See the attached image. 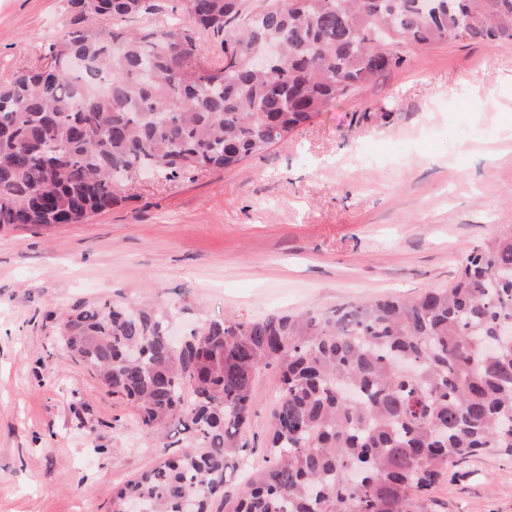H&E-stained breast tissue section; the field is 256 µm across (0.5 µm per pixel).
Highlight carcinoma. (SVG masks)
I'll list each match as a JSON object with an SVG mask.
<instances>
[{
    "label": "carcinoma",
    "instance_id": "obj_1",
    "mask_svg": "<svg viewBox=\"0 0 512 512\" xmlns=\"http://www.w3.org/2000/svg\"><path fill=\"white\" fill-rule=\"evenodd\" d=\"M44 64L0 83V230L77 224L125 200L114 187L230 168L310 125L357 87L448 40L512 43V0H189L195 28L145 27L150 0H67ZM112 16V27L87 21ZM224 36V63L200 38ZM277 45L267 68L253 61ZM78 301L67 353L197 448L116 488L141 512H210L244 436L259 371L275 364L264 466L233 512H435L449 465L512 451V227L467 253L451 288L323 313L209 321L170 343L162 308Z\"/></svg>",
    "mask_w": 512,
    "mask_h": 512
}]
</instances>
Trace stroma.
Here are the masks:
<instances>
[{"mask_svg":"<svg viewBox=\"0 0 512 512\" xmlns=\"http://www.w3.org/2000/svg\"><path fill=\"white\" fill-rule=\"evenodd\" d=\"M66 0H0V82L39 64ZM482 80L473 89L471 79ZM512 44L445 41L225 170L131 187L82 224L0 232V512H113L112 489L178 454L62 349L79 300L169 306L172 329L446 288L512 224ZM274 367L246 433L262 460ZM438 512H512V452L488 448L430 492Z\"/></svg>","mask_w":512,"mask_h":512,"instance_id":"obj_1","label":"stroma"}]
</instances>
